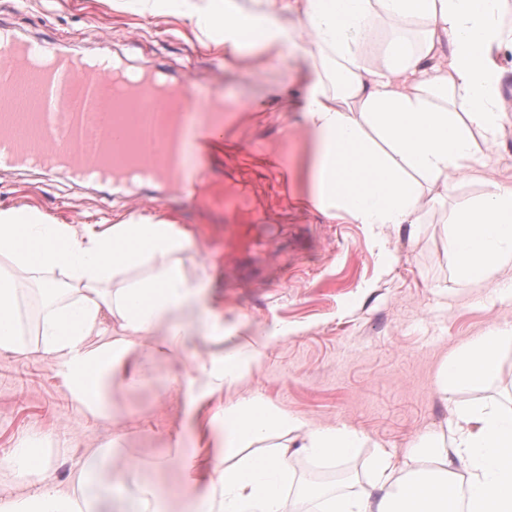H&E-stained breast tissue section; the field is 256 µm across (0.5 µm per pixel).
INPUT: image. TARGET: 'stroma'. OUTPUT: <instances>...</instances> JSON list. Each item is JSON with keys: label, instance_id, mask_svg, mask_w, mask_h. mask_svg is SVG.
Instances as JSON below:
<instances>
[{"label": "stroma", "instance_id": "1", "mask_svg": "<svg viewBox=\"0 0 512 512\" xmlns=\"http://www.w3.org/2000/svg\"><path fill=\"white\" fill-rule=\"evenodd\" d=\"M21 38L79 54L112 49L125 63L149 65L186 80L203 95L238 104L224 127L213 164L249 206L236 221L249 226L226 273L224 213L212 203L172 195L162 184L120 187L77 184L62 171L0 170V207L28 206L59 224L104 217L117 224L141 212L193 227V250L215 261L207 293L224 309L225 350L262 347V359L240 384L216 397L219 410L257 396L309 421L351 425L370 444L344 460L357 485L367 482L376 449L401 452L429 433L452 440L454 405L494 402L512 407V344L500 353L497 378L444 398L436 372L453 350L494 327L512 328V297L501 296L512 270L478 285L460 282L445 247L446 220L455 205L480 196L485 179L512 184V82L502 88L505 117L496 146L482 149L475 175L452 193L423 189L418 224L372 227L329 224L278 177L283 136L299 140L300 114L274 97L293 84L292 62L253 69L225 65L171 17L115 9L111 0H0V28ZM264 101L266 111L246 109ZM174 366L159 362L150 383L112 384V415L94 419L72 401L60 362L31 337L24 352L0 350V458L24 439H40L50 456L49 476L67 487L77 467L110 438L125 446L116 472L168 455L163 436L178 424L184 402L171 389Z\"/></svg>", "mask_w": 512, "mask_h": 512}]
</instances>
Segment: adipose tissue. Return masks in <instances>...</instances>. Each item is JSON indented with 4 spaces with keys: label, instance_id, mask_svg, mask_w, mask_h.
Here are the masks:
<instances>
[{
    "label": "adipose tissue",
    "instance_id": "ef3b65f1",
    "mask_svg": "<svg viewBox=\"0 0 512 512\" xmlns=\"http://www.w3.org/2000/svg\"><path fill=\"white\" fill-rule=\"evenodd\" d=\"M140 13L179 20L204 46L229 60L306 64L298 88L303 139L285 145L288 175L329 222L415 224L421 188L472 173L481 146L503 127L502 86L512 70L506 0H135ZM381 51L382 62L367 58ZM446 247L456 277L469 284L512 268V184L486 181L483 194L448 218ZM182 225L133 214L118 224H56L31 207L0 209V264L43 288L63 283L37 324L44 350L61 362L73 400L94 418L110 413V383H139L150 363L181 361L187 336L224 337V316L204 302L208 267L191 254ZM19 297L0 276V349L22 350ZM512 330L496 328L459 348L437 371L442 394L498 376ZM263 355L212 352L175 375L194 418L219 429L197 433L208 461L187 452L185 433L165 432L181 461L184 492L161 501L155 485L116 484L109 465L123 442L97 448L74 473L71 490L48 482V461L21 441L0 467L38 490L1 501L0 512H106L122 494L136 512H283L289 448L252 453L270 435L293 433L309 456L340 461L367 435L319 425L257 397L210 412ZM454 438L428 433L401 453L379 451L361 492L321 493L317 512H512V409L492 403L452 410ZM465 482H458V474Z\"/></svg>",
    "mask_w": 512,
    "mask_h": 512
}]
</instances>
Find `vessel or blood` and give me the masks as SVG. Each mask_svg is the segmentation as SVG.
<instances>
[{
    "mask_svg": "<svg viewBox=\"0 0 512 512\" xmlns=\"http://www.w3.org/2000/svg\"><path fill=\"white\" fill-rule=\"evenodd\" d=\"M0 48L9 52L0 64V144L12 167L51 169L62 146L70 172L81 179H98L105 164L115 171L145 169L146 180L165 181L186 194L205 189V151L231 117L223 107H212L187 84L172 85L180 108L160 130L155 148L145 150L128 112H103L114 91L103 73H80L82 57L55 54L56 68L42 73L29 67L28 58L45 55L44 47L5 32Z\"/></svg>",
    "mask_w": 512,
    "mask_h": 512,
    "instance_id": "1",
    "label": "vessel or blood"
}]
</instances>
